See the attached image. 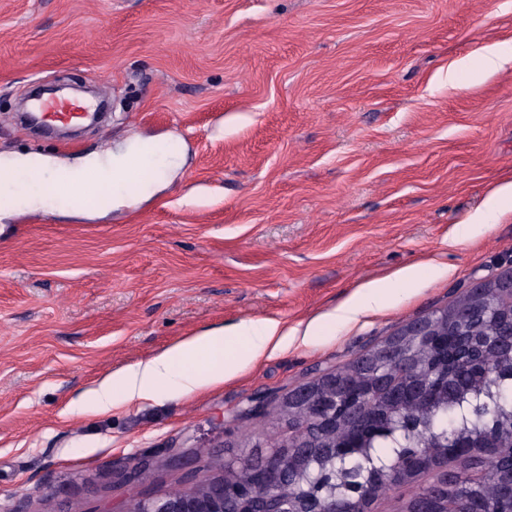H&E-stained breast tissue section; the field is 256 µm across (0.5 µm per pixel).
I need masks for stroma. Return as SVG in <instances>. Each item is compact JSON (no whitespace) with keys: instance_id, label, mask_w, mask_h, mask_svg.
<instances>
[{"instance_id":"1","label":"stroma","mask_w":512,"mask_h":512,"mask_svg":"<svg viewBox=\"0 0 512 512\" xmlns=\"http://www.w3.org/2000/svg\"><path fill=\"white\" fill-rule=\"evenodd\" d=\"M496 43L512 54V0H0V157L184 148L119 210L0 194V512H118L213 477L287 436L290 391L512 271V201L486 207L512 181V63L481 68ZM56 85L106 122L67 143L21 123ZM374 285L383 308L336 319ZM266 320L287 346L224 385L73 409L184 336ZM175 445L178 466L118 481Z\"/></svg>"}]
</instances>
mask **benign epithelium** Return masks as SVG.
<instances>
[{
    "instance_id": "7a95c632",
    "label": "benign epithelium",
    "mask_w": 512,
    "mask_h": 512,
    "mask_svg": "<svg viewBox=\"0 0 512 512\" xmlns=\"http://www.w3.org/2000/svg\"><path fill=\"white\" fill-rule=\"evenodd\" d=\"M467 293L486 298L491 293H501L504 300L495 304L491 311L483 310L481 316H497L508 311L512 316V271L488 282L480 281L467 289ZM458 312L448 309L437 310V317L424 320H412L405 324L395 337L362 357L359 365L364 371L359 373L356 382L366 389H373L369 378L382 381L386 369L405 361L416 364L423 352L430 350L448 336V320H453ZM437 400L435 389L427 386L424 378L415 377L410 390L397 397L404 407L416 408L421 414L429 413ZM297 406L305 416L321 419L325 427L318 430L314 438L305 439L294 429L288 431V437L276 445L258 439L254 448H265L267 452L259 460L252 461L248 455L236 458V461L221 467V473L195 484L181 492H172L155 498L138 499L133 506L122 512H297L294 507V476L300 472L302 464L328 453L331 457H343L352 448L364 447V438L376 432L372 421L373 412L370 401L355 397L353 393L339 396L336 394V375L323 378V383L301 387L283 400V408ZM355 428V433L336 441V425ZM468 438L458 433L446 438L433 448L427 457L408 455L402 460L387 466V472L393 485L401 486L415 477L433 471L436 478L426 484L422 491L412 498L405 512H448V488L462 487L461 475L455 468L448 466V449ZM154 464V457L142 456L128 463L122 470V476L129 482L142 478ZM255 472L259 482L271 487V492L259 494L254 483L238 480L241 468ZM367 493L355 500L344 497H332L324 502L321 512H370V506L379 496L375 483L366 484Z\"/></svg>"
}]
</instances>
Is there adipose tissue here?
I'll return each mask as SVG.
<instances>
[{
  "instance_id": "1",
  "label": "adipose tissue",
  "mask_w": 512,
  "mask_h": 512,
  "mask_svg": "<svg viewBox=\"0 0 512 512\" xmlns=\"http://www.w3.org/2000/svg\"><path fill=\"white\" fill-rule=\"evenodd\" d=\"M176 149L171 142L144 139L123 144L103 155L96 153L81 157L70 164L69 171L78 174L87 169L97 170L104 187L112 192L116 204H126L122 193L126 172L132 162L142 158L146 161L174 156ZM57 163L39 153L17 154L0 158V187L9 188L16 172L27 171L36 182L52 180ZM233 333L246 343L245 353L233 360L224 358V330L214 328L184 337L153 358L126 366L88 390L85 398L93 409L107 413L140 401L156 398L158 386L173 381L175 393L190 396L209 388L222 385L224 380L237 375L251 366L266 353L284 347L288 342L278 322L265 321L259 324L242 322Z\"/></svg>"
}]
</instances>
